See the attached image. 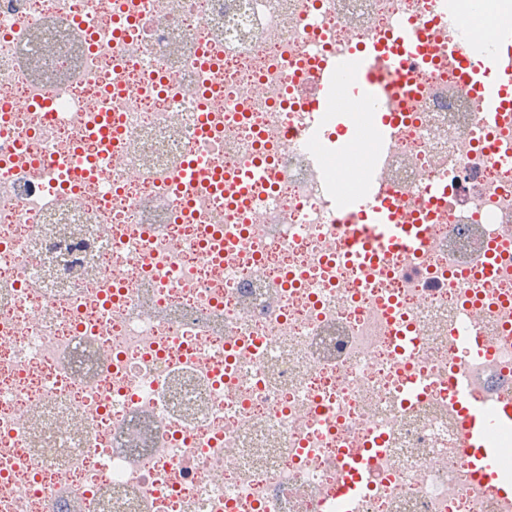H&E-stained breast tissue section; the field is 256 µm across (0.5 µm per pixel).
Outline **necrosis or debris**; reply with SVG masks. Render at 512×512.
Here are the masks:
<instances>
[{
	"label": "necrosis or debris",
	"instance_id": "obj_1",
	"mask_svg": "<svg viewBox=\"0 0 512 512\" xmlns=\"http://www.w3.org/2000/svg\"><path fill=\"white\" fill-rule=\"evenodd\" d=\"M449 6L484 43L512 18V0H0V512H512L462 466L448 392L455 369L485 414L512 397V172ZM403 21L430 32L389 100L384 176L429 246L355 272L331 197L376 150L304 139L300 80ZM491 244L492 280L473 270ZM463 325L488 356L454 350ZM353 461L375 476L348 501Z\"/></svg>",
	"mask_w": 512,
	"mask_h": 512
}]
</instances>
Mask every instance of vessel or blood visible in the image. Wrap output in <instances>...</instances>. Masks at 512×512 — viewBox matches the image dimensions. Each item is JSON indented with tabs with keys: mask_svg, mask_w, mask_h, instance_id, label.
Wrapping results in <instances>:
<instances>
[{
	"mask_svg": "<svg viewBox=\"0 0 512 512\" xmlns=\"http://www.w3.org/2000/svg\"><path fill=\"white\" fill-rule=\"evenodd\" d=\"M440 21L447 26L450 47L459 58L461 85L465 91L480 100L477 114L479 124L487 132H495L505 112L512 110V96L486 92L488 77H496L502 83L512 85V29L496 33L489 44L466 48L465 34L452 13H443ZM429 26L420 22H404L386 39H367L362 43L355 67L356 81L364 84L373 99L372 111L380 116L377 138L387 143L393 134L400 115L384 109L383 92L377 73L371 63L383 61L391 74L403 75L406 64L419 57L427 39ZM310 85L304 102L312 116L308 135L321 134L318 121L321 113L338 110V94L345 83L337 60L322 58L309 73ZM392 192L379 172H371L363 188L351 198H336V211L340 216L356 222L351 236L341 238L339 256L353 269L367 265L378 252L384 250L411 254L425 250L428 237L422 225L400 224L394 216ZM456 347L471 356H486L490 346L477 332L463 331L456 339ZM448 390L460 411V425L467 446L461 459L470 475L487 486H494V450L485 438L501 422L512 421V400L501 401L496 415H485L476 398L469 378L460 372H449Z\"/></svg>",
	"mask_w": 512,
	"mask_h": 512,
	"instance_id": "1",
	"label": "vessel or blood"
}]
</instances>
